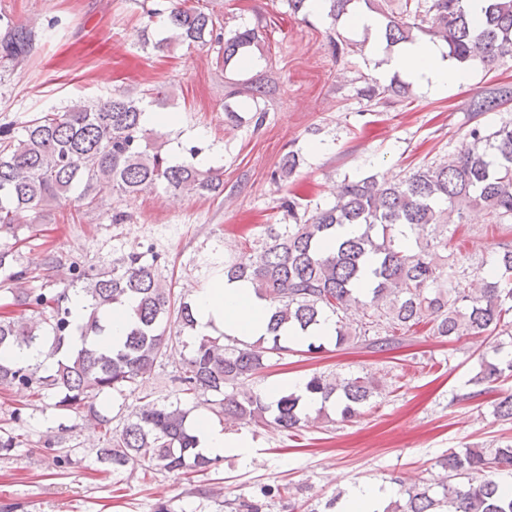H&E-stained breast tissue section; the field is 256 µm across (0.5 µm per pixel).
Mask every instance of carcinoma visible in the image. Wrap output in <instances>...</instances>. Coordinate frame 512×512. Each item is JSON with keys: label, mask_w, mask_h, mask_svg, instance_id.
Instances as JSON below:
<instances>
[{"label": "carcinoma", "mask_w": 512, "mask_h": 512, "mask_svg": "<svg viewBox=\"0 0 512 512\" xmlns=\"http://www.w3.org/2000/svg\"><path fill=\"white\" fill-rule=\"evenodd\" d=\"M360 2L386 19L383 36L389 46L415 42V31H424V16L431 14L436 26L428 33L444 41L448 57L464 67H490L512 54V0H481L477 15L470 13V0H401L394 14L383 10L386 0H324L323 11L334 24ZM148 17L159 19L164 31L153 43L158 50L174 43L208 46L226 64L262 41L255 29L226 34L219 19L194 0L151 9ZM38 40L34 27L6 22L0 60H25ZM358 94L393 104L408 96V86L370 80ZM164 101L158 91L148 101L118 95L93 105L75 102L31 120L20 136L0 126V234H16L15 216L22 210L70 200L91 207L104 192L126 197L163 184L175 193L223 194L219 170L197 161L201 149L191 147V160L175 162L154 146L161 130L148 127L146 106ZM508 101L512 86L489 88L469 104L471 118ZM465 137L456 154L397 182L372 176L344 180L329 207L311 209L295 195L282 198L288 223L265 225L258 240L245 242L239 256L224 261V279L247 282L259 299L270 302L266 335L240 345L197 335L182 343L187 350L178 376L182 391L193 395L197 406L238 424L288 432L331 420L329 404L341 420L351 421L376 393L367 377L314 373L307 396L287 392L274 401L239 393L236 386L290 351L287 330L304 337L303 353L322 351L324 340L315 329L332 316L337 317L336 345L375 351L392 349L390 333L419 325L439 337L496 333L507 314L505 303L512 302V241L494 244L492 266L462 296L454 282L468 274V267L448 250V226L470 207L486 210L497 222L512 217V122L494 129L477 122ZM299 165V152L288 151L271 171V181L288 182ZM156 263L157 258L149 262L133 251L110 271L74 265L70 282L49 296L26 287L28 268L1 248L0 274L14 285L12 305L40 319L0 317V347L37 345L51 364L43 373L40 364L0 362V386L43 394L56 409L82 411L109 429L98 398L150 374L172 343L167 326L174 293L158 278ZM74 287L92 308L83 324L74 321L67 306ZM126 302L133 303L134 315L125 341L101 346L105 314ZM352 306L366 310V322L354 327L344 321ZM176 321L181 329H194L193 303H180ZM508 377L512 352L494 345L480 357L469 384L479 395L484 385ZM197 444L188 411L174 403L148 402L119 436L109 437L98 459L114 472H206L219 458L205 456ZM436 465L444 471L437 486H403L385 512H512V496L501 493L496 479L512 474V445L450 449Z\"/></svg>", "instance_id": "carcinoma-1"}]
</instances>
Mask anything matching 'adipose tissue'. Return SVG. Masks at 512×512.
Returning a JSON list of instances; mask_svg holds the SVG:
<instances>
[{
    "label": "adipose tissue",
    "mask_w": 512,
    "mask_h": 512,
    "mask_svg": "<svg viewBox=\"0 0 512 512\" xmlns=\"http://www.w3.org/2000/svg\"><path fill=\"white\" fill-rule=\"evenodd\" d=\"M385 73L401 72L413 82L438 89L457 82L458 65L448 57V48L439 43L416 41L403 45L384 68ZM266 301L258 299L249 284L216 280L194 301L196 329L207 336L259 338L266 330ZM194 430L199 447L210 457L232 455L253 461L255 454L247 438L229 436L203 417L196 418ZM390 489L357 481L346 483L341 512H384Z\"/></svg>",
    "instance_id": "adipose-tissue-1"
}]
</instances>
